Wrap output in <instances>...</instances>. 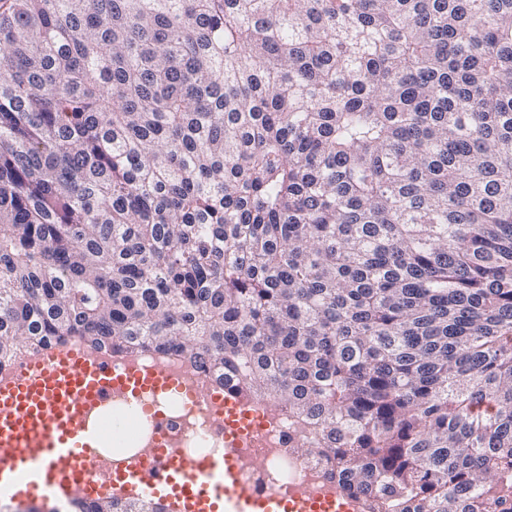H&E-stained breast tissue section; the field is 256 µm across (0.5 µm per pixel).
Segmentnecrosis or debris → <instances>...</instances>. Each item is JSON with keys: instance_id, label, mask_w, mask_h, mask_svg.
<instances>
[{"instance_id": "obj_1", "label": "necrosis or debris", "mask_w": 512, "mask_h": 512, "mask_svg": "<svg viewBox=\"0 0 512 512\" xmlns=\"http://www.w3.org/2000/svg\"><path fill=\"white\" fill-rule=\"evenodd\" d=\"M103 356L131 361L145 368H161L178 378L182 392H146L143 405L152 407L146 416L129 407L119 396L111 405L90 411V425L103 437L120 436L125 452L112 456L113 468L127 465L131 455L154 463V450L164 441L175 443L176 452L187 458H215L226 446L224 430L217 421L224 411L225 384L213 377L202 365L187 361L176 353L126 352L106 348ZM211 402L209 415H201L195 399ZM250 415L242 425V436L250 443L252 464L237 475L239 486L257 495H288L304 492L319 496L336 488L337 483L326 462L296 453L297 430L287 409L272 408L266 402L249 400Z\"/></svg>"}]
</instances>
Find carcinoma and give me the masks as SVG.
<instances>
[{"label": "carcinoma", "instance_id": "carcinoma-1", "mask_svg": "<svg viewBox=\"0 0 512 512\" xmlns=\"http://www.w3.org/2000/svg\"><path fill=\"white\" fill-rule=\"evenodd\" d=\"M69 339L512 512V0H0V361Z\"/></svg>", "mask_w": 512, "mask_h": 512}]
</instances>
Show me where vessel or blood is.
<instances>
[{
  "instance_id": "b4317fda",
  "label": "vessel or blood",
  "mask_w": 512,
  "mask_h": 512,
  "mask_svg": "<svg viewBox=\"0 0 512 512\" xmlns=\"http://www.w3.org/2000/svg\"><path fill=\"white\" fill-rule=\"evenodd\" d=\"M162 369L119 366L99 353L67 350L28 363L0 379V489L36 500L42 490L58 498H158L169 512H362L359 501L337 503L270 494L253 496L234 481L249 463L237 437L223 458L188 460L159 448L161 467L136 462L111 471L101 457H87L95 435L84 425L89 408L109 404L113 395L134 401L148 389L177 391Z\"/></svg>"
}]
</instances>
